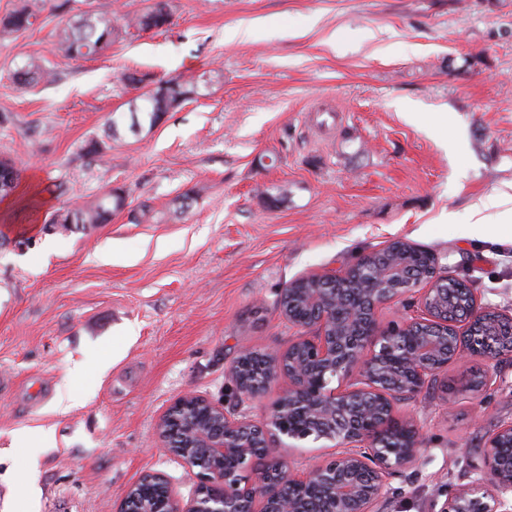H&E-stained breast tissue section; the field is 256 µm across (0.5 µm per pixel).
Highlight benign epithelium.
Segmentation results:
<instances>
[{
	"instance_id": "1",
	"label": "benign epithelium",
	"mask_w": 512,
	"mask_h": 512,
	"mask_svg": "<svg viewBox=\"0 0 512 512\" xmlns=\"http://www.w3.org/2000/svg\"><path fill=\"white\" fill-rule=\"evenodd\" d=\"M374 254L360 257L338 272L304 274L280 290L279 310L296 329L288 347L261 354L239 350L225 372L236 392L227 405L189 393L176 398L157 423L167 455L197 470V483L183 497L162 473L159 495L142 497L130 484L115 512H307L305 503L320 497L333 503L331 512H377L386 481L416 464L426 442L415 416L404 420L408 436L392 452L383 448L399 406L414 401L448 365L480 348L486 337L476 334L479 318L511 313L482 303L473 283L460 277L438 257L426 272L408 274L404 265L379 268L377 288L361 289L351 308L336 284L362 279ZM449 281L464 285L466 302L448 299ZM417 305V314L383 328L379 308L396 301ZM264 360L261 375H244L253 359ZM512 360V336L489 357L477 390L497 382V368ZM288 387L261 421L251 419L244 404L266 392L279 379ZM330 443L334 452L306 475H295L283 455L286 440ZM512 496V422L489 437L480 477L461 486L441 512H507Z\"/></svg>"
}]
</instances>
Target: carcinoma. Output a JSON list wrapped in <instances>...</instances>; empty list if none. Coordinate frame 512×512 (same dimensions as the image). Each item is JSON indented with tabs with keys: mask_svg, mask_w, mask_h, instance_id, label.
Listing matches in <instances>:
<instances>
[{
	"mask_svg": "<svg viewBox=\"0 0 512 512\" xmlns=\"http://www.w3.org/2000/svg\"><path fill=\"white\" fill-rule=\"evenodd\" d=\"M171 0H153L151 6L141 13L124 16L120 19L103 12L83 11L73 15L68 23L59 28L57 42L65 54L71 58L90 59L102 54L112 43L130 29L150 31L168 25L172 18ZM40 9L32 0H21L11 12L0 17V40H11L33 28L39 19ZM15 81L23 86L52 83L56 73L47 68L42 58L27 57L13 74ZM196 93V86L179 77L161 81L134 100L129 107L130 129L139 130L143 124L154 127L167 112L180 106L190 95ZM124 126V116H112L105 124L104 140L89 143L87 154L101 161L107 141L120 137ZM20 183V173L9 159L0 160V201L15 194ZM125 191L110 190L102 198L86 204L55 212L49 224H59L68 231L72 225L81 229H91L108 221L113 212L125 206Z\"/></svg>",
	"mask_w": 512,
	"mask_h": 512,
	"instance_id": "obj_1",
	"label": "carcinoma"
}]
</instances>
